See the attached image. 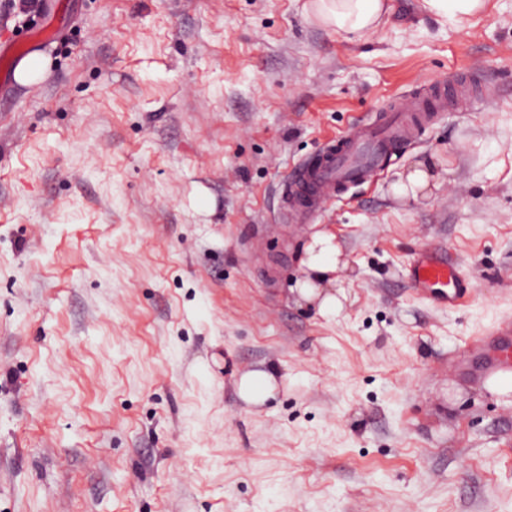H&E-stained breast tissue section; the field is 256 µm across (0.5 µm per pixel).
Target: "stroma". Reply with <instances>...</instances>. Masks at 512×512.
Listing matches in <instances>:
<instances>
[{"instance_id": "stroma-1", "label": "stroma", "mask_w": 512, "mask_h": 512, "mask_svg": "<svg viewBox=\"0 0 512 512\" xmlns=\"http://www.w3.org/2000/svg\"><path fill=\"white\" fill-rule=\"evenodd\" d=\"M306 0H60L44 78L0 109V512H512V396L471 366L512 319V0H394L363 37ZM445 112L323 211L280 186L328 138L444 83ZM434 157L433 195H394ZM335 234L348 300H297ZM472 276L419 297L420 249ZM275 367L263 405L241 375ZM423 9L429 14L443 19L458 21L469 19L486 8V0H422Z\"/></svg>"}]
</instances>
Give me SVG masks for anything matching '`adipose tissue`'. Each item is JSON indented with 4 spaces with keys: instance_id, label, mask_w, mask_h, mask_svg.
Listing matches in <instances>:
<instances>
[{
    "instance_id": "1",
    "label": "adipose tissue",
    "mask_w": 512,
    "mask_h": 512,
    "mask_svg": "<svg viewBox=\"0 0 512 512\" xmlns=\"http://www.w3.org/2000/svg\"><path fill=\"white\" fill-rule=\"evenodd\" d=\"M393 9L392 0H310L309 15L318 24L336 32L363 35L380 24ZM347 263L335 234L315 233L303 249L302 275L293 290L301 300L316 303L318 313L330 318L339 313L347 299L340 276Z\"/></svg>"
}]
</instances>
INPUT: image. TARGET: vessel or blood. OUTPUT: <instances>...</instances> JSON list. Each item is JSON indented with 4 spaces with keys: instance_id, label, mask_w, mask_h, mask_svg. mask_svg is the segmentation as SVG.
Listing matches in <instances>:
<instances>
[{
    "instance_id": "vessel-or-blood-1",
    "label": "vessel or blood",
    "mask_w": 512,
    "mask_h": 512,
    "mask_svg": "<svg viewBox=\"0 0 512 512\" xmlns=\"http://www.w3.org/2000/svg\"><path fill=\"white\" fill-rule=\"evenodd\" d=\"M447 99L437 89L430 100L406 94L395 99L392 114L352 123L327 140L319 154L298 166L282 183L281 198L290 207L306 213L324 210L345 185L370 181L385 155L395 147L418 138V113L441 111ZM416 291L429 295L440 292L449 306H459L473 292L446 248L420 250L410 268ZM496 345L487 354L482 371H512V321L502 322L495 332Z\"/></svg>"
}]
</instances>
